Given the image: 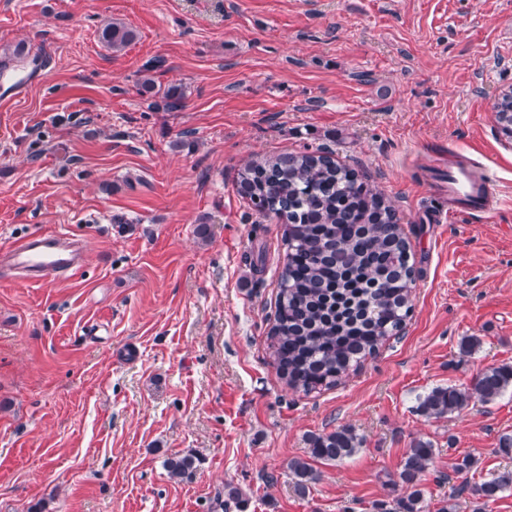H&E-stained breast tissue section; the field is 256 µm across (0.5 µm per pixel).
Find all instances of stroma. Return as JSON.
Instances as JSON below:
<instances>
[{"mask_svg": "<svg viewBox=\"0 0 512 512\" xmlns=\"http://www.w3.org/2000/svg\"><path fill=\"white\" fill-rule=\"evenodd\" d=\"M107 20L135 39L108 48ZM4 61L0 250L64 231L84 267L48 286L0 275V512H393L416 440L434 448L425 512H473L453 490L512 470V391L416 411L512 365V147L494 112L512 0H0ZM147 76L183 84L181 109L153 106ZM318 151L393 203L416 280L401 331L307 394L269 348L283 229L237 179L246 159ZM457 162L493 173V214L449 217ZM342 426L358 451L297 491L289 460ZM189 451L195 476L172 479L165 459ZM509 390L512 365L492 366L481 370L467 387H433L418 397L417 411L426 419L440 420L460 413L471 402L491 403Z\"/></svg>", "mask_w": 512, "mask_h": 512, "instance_id": "stroma-1", "label": "stroma"}]
</instances>
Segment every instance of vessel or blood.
Returning a JSON list of instances; mask_svg holds the SVG:
<instances>
[{
    "label": "vessel or blood",
    "instance_id": "vessel-or-blood-1",
    "mask_svg": "<svg viewBox=\"0 0 512 512\" xmlns=\"http://www.w3.org/2000/svg\"><path fill=\"white\" fill-rule=\"evenodd\" d=\"M448 194L454 201V213H492L496 203L495 178L486 169L449 168ZM3 265L32 283L71 278L83 268V242L66 232L31 233L0 251V266Z\"/></svg>",
    "mask_w": 512,
    "mask_h": 512
}]
</instances>
